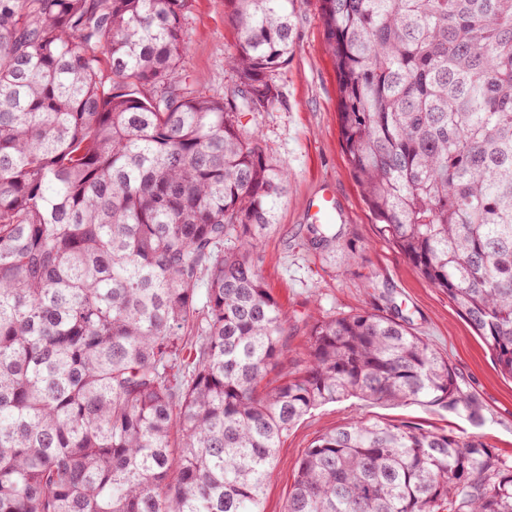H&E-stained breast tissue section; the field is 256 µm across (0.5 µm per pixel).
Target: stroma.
<instances>
[{
  "label": "stroma",
  "mask_w": 512,
  "mask_h": 512,
  "mask_svg": "<svg viewBox=\"0 0 512 512\" xmlns=\"http://www.w3.org/2000/svg\"><path fill=\"white\" fill-rule=\"evenodd\" d=\"M295 44L275 82L281 103L247 113L274 161L291 177L280 221L262 240L259 266L288 317V348L299 359L313 318L380 312L407 321L445 355L460 386L475 395L482 419L471 422L438 407L389 405L349 399L305 416L280 443L267 483L263 512H283L297 465L320 435L355 421L394 420L433 430L476 434L512 461V379L504 377L479 336L447 296L432 288L382 233L348 166L338 126L335 60L321 18V0H293ZM186 49L179 79L221 98L237 87L230 58L237 31L226 0H190L184 13ZM334 191L341 220L335 251L313 247L309 204L322 189Z\"/></svg>",
  "instance_id": "1"
}]
</instances>
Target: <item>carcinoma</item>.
<instances>
[{"instance_id": "carcinoma-1", "label": "carcinoma", "mask_w": 512, "mask_h": 512, "mask_svg": "<svg viewBox=\"0 0 512 512\" xmlns=\"http://www.w3.org/2000/svg\"><path fill=\"white\" fill-rule=\"evenodd\" d=\"M186 3L0 0V512H261L320 405L479 418L447 357L370 311L313 319L263 385L289 329L257 249L289 171L241 110L280 103L291 0H228L243 90L222 100L178 80ZM321 13L368 206L512 379V0ZM312 234L335 249L332 225ZM284 512H512V464L479 436L357 421L306 449Z\"/></svg>"}]
</instances>
